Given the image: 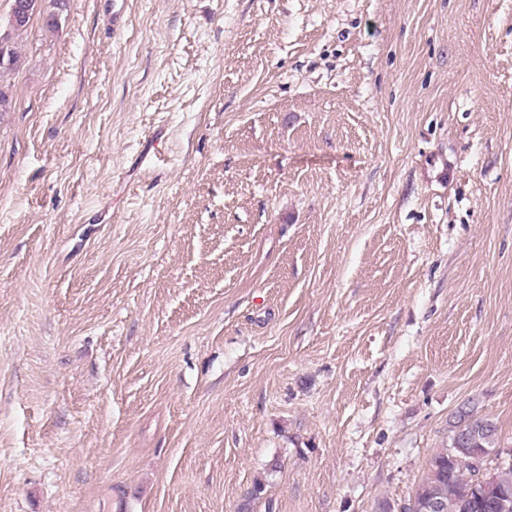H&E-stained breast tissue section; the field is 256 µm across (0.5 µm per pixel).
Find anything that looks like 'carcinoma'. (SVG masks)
Here are the masks:
<instances>
[{
    "mask_svg": "<svg viewBox=\"0 0 512 512\" xmlns=\"http://www.w3.org/2000/svg\"><path fill=\"white\" fill-rule=\"evenodd\" d=\"M15 66L0 62V112L14 104L10 75ZM499 427L495 420L475 413V403L467 402L449 420L448 447L432 456L429 468L417 485L403 512H419L420 505L435 501L441 512H502V503L511 505L512 462L488 460L492 465L487 486L474 484V475L465 463L473 453H490L497 447Z\"/></svg>",
    "mask_w": 512,
    "mask_h": 512,
    "instance_id": "carcinoma-1",
    "label": "carcinoma"
}]
</instances>
